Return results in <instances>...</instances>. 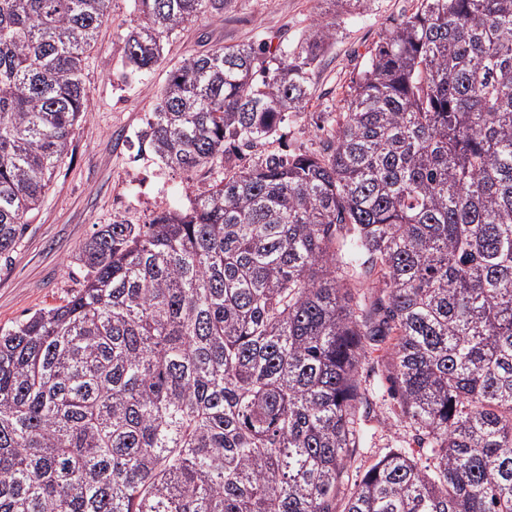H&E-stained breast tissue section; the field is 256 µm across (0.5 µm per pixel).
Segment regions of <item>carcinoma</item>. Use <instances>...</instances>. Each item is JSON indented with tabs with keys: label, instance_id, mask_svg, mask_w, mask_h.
Wrapping results in <instances>:
<instances>
[{
	"label": "carcinoma",
	"instance_id": "cac0c4a2",
	"mask_svg": "<svg viewBox=\"0 0 512 512\" xmlns=\"http://www.w3.org/2000/svg\"><path fill=\"white\" fill-rule=\"evenodd\" d=\"M230 3L133 0L126 68ZM111 4L0 0V254L90 111ZM335 37L323 17L272 67L243 43L169 72L140 139L224 177L101 225L83 288L0 331V512H512V0H416L319 149L262 150ZM375 347L417 453L343 495Z\"/></svg>",
	"mask_w": 512,
	"mask_h": 512
}]
</instances>
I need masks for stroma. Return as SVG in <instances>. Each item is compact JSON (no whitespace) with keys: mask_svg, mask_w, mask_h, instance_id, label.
<instances>
[{"mask_svg":"<svg viewBox=\"0 0 512 512\" xmlns=\"http://www.w3.org/2000/svg\"><path fill=\"white\" fill-rule=\"evenodd\" d=\"M414 8V0H374L367 14L337 16L336 39L314 69L305 112L281 126L269 150L288 154L317 148L323 136L314 122L317 114L339 111L385 29ZM327 12L325 0H234L224 15L172 35L151 73L131 76L123 64V47L136 24L132 0H113L112 17L84 61L91 110L81 119L68 159L14 249L0 254V328L60 304L82 287L85 270L78 249L99 225L116 216L134 224L148 222L154 211L185 201L222 178L218 168L190 177L172 171L139 147L137 135L174 65L214 47L248 41L295 46L311 21ZM382 370L377 351L361 370L374 402L362 422L363 445L348 471L353 481L386 449L404 446L409 439L387 413L390 396Z\"/></svg>","mask_w":512,"mask_h":512,"instance_id":"obj_1","label":"stroma"}]
</instances>
